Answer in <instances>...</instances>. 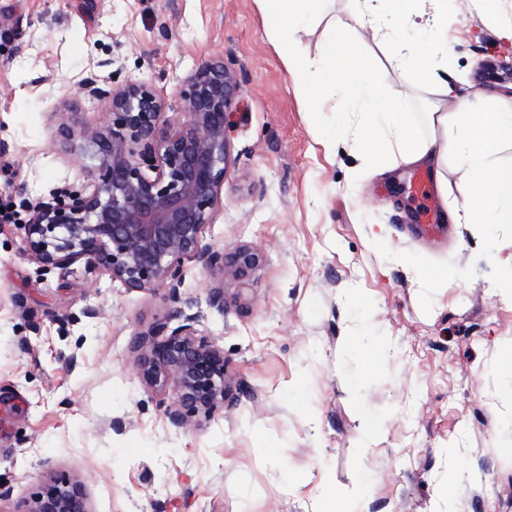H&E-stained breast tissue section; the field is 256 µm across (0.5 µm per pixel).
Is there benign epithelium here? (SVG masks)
<instances>
[{
	"label": "benign epithelium",
	"instance_id": "obj_1",
	"mask_svg": "<svg viewBox=\"0 0 512 512\" xmlns=\"http://www.w3.org/2000/svg\"><path fill=\"white\" fill-rule=\"evenodd\" d=\"M83 90L112 98V121L84 134L96 161L82 182L50 192L22 226L30 256L46 271L88 273L103 269L130 290L166 288L182 323H160L143 341V380L172 383L177 403L166 410L175 426L224 405V353L197 337L196 301L183 297L184 260L209 270L243 273L259 260L240 248L228 255L203 243L202 230L221 204L231 149L225 129L236 93L224 62H210L190 75L181 117L146 83L128 81L104 89L88 79ZM27 512H90L79 480L55 482Z\"/></svg>",
	"mask_w": 512,
	"mask_h": 512
}]
</instances>
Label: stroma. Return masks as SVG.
I'll return each mask as SVG.
<instances>
[{"label": "stroma", "mask_w": 512, "mask_h": 512, "mask_svg": "<svg viewBox=\"0 0 512 512\" xmlns=\"http://www.w3.org/2000/svg\"><path fill=\"white\" fill-rule=\"evenodd\" d=\"M215 58L237 92L223 204L202 236L259 260L241 276L184 261L181 292L224 354L228 391L178 428L165 414L175 388L137 367L140 334L177 324L168 289L42 271L21 226L85 175L83 139L57 128L111 118L109 100L80 95L84 79L145 81L174 115ZM448 60L460 93L491 95L500 79L483 67L512 69V41L454 9ZM332 118L296 92L258 0H0V512H26L56 477L83 481L91 512H317L323 483L360 480L362 512H512V292L499 284L512 224L491 250L468 224L421 243L414 167L394 156L386 173L360 172L355 141L317 134ZM428 266L448 272L431 292Z\"/></svg>", "instance_id": "stroma-1"}]
</instances>
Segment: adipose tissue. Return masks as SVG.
Listing matches in <instances>:
<instances>
[{
	"mask_svg": "<svg viewBox=\"0 0 512 512\" xmlns=\"http://www.w3.org/2000/svg\"><path fill=\"white\" fill-rule=\"evenodd\" d=\"M269 39L282 51V60L295 87L311 106L348 98L356 116L340 112L330 135L353 137L364 148L367 166L387 168L388 151L404 164L442 167L454 162L459 173L460 203L452 212L456 224H474L485 237L512 224V163H502L501 149L512 147V105L469 99L456 93L453 70L427 67L421 49L404 30L425 22L440 34L448 32V0H357L346 18H328L332 35L321 57L291 51L298 21L318 17L321 0H259ZM369 42L383 44L392 58L415 63L418 84L435 98L422 117L405 110L412 90L386 101L374 85L373 59L362 54Z\"/></svg>",
	"mask_w": 512,
	"mask_h": 512,
	"instance_id": "adipose-tissue-1",
	"label": "adipose tissue"
}]
</instances>
